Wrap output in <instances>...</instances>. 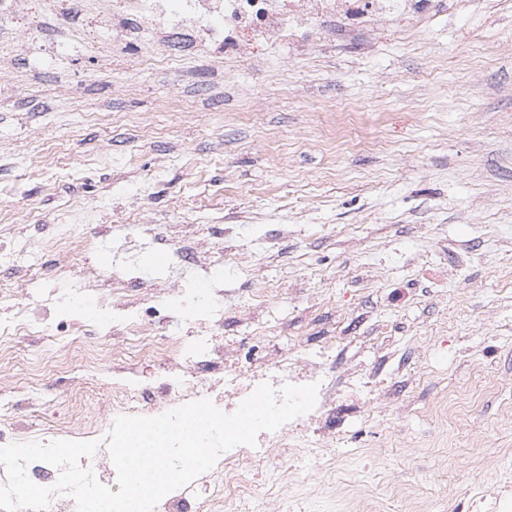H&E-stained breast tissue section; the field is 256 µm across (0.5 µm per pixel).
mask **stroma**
I'll use <instances>...</instances> for the list:
<instances>
[{
    "label": "stroma",
    "mask_w": 512,
    "mask_h": 512,
    "mask_svg": "<svg viewBox=\"0 0 512 512\" xmlns=\"http://www.w3.org/2000/svg\"><path fill=\"white\" fill-rule=\"evenodd\" d=\"M89 30L74 57L30 52L15 58L31 101L17 105L0 89V147L12 158L0 180V212L38 203L55 218L65 198L91 205L112 227L120 255L143 272L159 263L134 245L127 228L137 214L153 224L235 227L252 270L224 286V307L242 312L255 289L305 292L270 308L285 315L295 340L334 327L352 314L395 328V356L414 351L413 389L353 445L348 468L377 480H426L436 493L450 477L467 488L495 481L487 457L459 451L480 437L512 451V0L494 9L477 0H438L415 41L394 27L376 32L372 49L337 39L333 49L295 62L287 85L270 82L282 51L270 46L264 70L224 99V62L185 54L175 70H146L127 90V69L97 61ZM191 94L187 113L164 96L174 72ZM116 104L129 121L148 119L142 141L97 119ZM386 141L383 149L350 144L353 135ZM56 152L40 178L32 158ZM101 336L77 345L17 343L0 364L11 381L19 361L40 377L42 415L79 429L68 406L64 368L79 349L104 348ZM489 368L493 393H475L469 411L439 433L421 408L437 386L470 382Z\"/></svg>",
    "instance_id": "obj_1"
}]
</instances>
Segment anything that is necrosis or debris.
<instances>
[{"label": "necrosis or debris", "mask_w": 512, "mask_h": 512, "mask_svg": "<svg viewBox=\"0 0 512 512\" xmlns=\"http://www.w3.org/2000/svg\"><path fill=\"white\" fill-rule=\"evenodd\" d=\"M433 7V0H112L108 10L91 15L83 0H49L40 14L30 11L28 0H0V34L55 53L76 49L77 30L91 25L106 32L104 48L124 54L132 67L155 69L169 63L166 39L175 31L181 51H219L237 62L225 77L233 84L253 69L261 44L279 45L293 58L332 35L367 38L378 23L417 21ZM66 206L77 226L65 232L47 223L34 203L20 218L0 213V223L23 221L27 246L43 257L30 265L18 256L0 269V338L43 336L67 343L76 336L105 337L112 348V414L89 409L81 389L92 378L93 363L82 360L67 370L69 400L82 412V426L45 420L40 442L100 443L120 415L155 417L200 399L231 413L260 384L278 391L287 383H314L313 410L260 433L256 446L222 453L210 470L165 496L155 512H268L275 499L286 512H329L332 503L338 512H390L389 502L372 494L358 472L340 478L336 443L366 427L372 405H388L410 386L405 372L412 355L399 360L395 378L385 375L381 361H338L342 351L368 343L389 349L391 331L370 325L359 336L328 334L312 345H292L287 319L261 326L264 310L258 307L239 318V334L225 335L224 291L215 282L238 260L231 229L205 239L190 224L163 232L136 225L137 235L154 242L164 270L188 265L204 272L202 287L175 290L161 277L131 273L129 264L87 260L88 251L111 245V232L77 199ZM63 294L95 301L98 317L84 319L62 307ZM144 362L153 364L151 376L141 374ZM35 390L30 380L0 393V446L26 440L27 425L13 411L17 400H30ZM494 459L500 479L461 495L434 497L417 485L397 484L403 512H512V454Z\"/></svg>", "instance_id": "4bbe7bcc"}]
</instances>
